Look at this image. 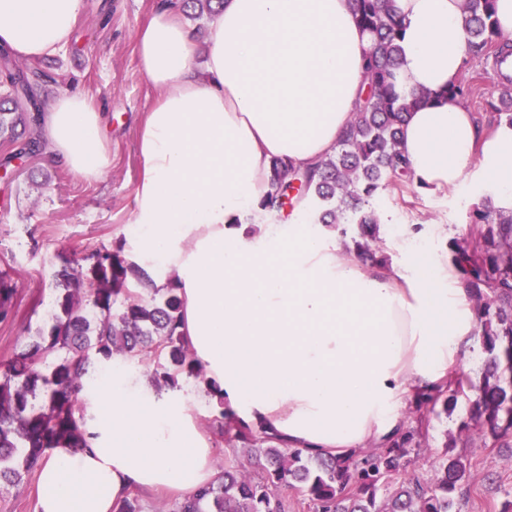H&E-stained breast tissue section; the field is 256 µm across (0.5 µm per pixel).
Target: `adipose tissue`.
<instances>
[{
  "label": "adipose tissue",
  "instance_id": "ef3b65f1",
  "mask_svg": "<svg viewBox=\"0 0 512 512\" xmlns=\"http://www.w3.org/2000/svg\"><path fill=\"white\" fill-rule=\"evenodd\" d=\"M405 92L433 101L406 116L401 151L426 190L469 178L512 210V125L481 133L442 99L467 62L463 0H396ZM83 0H0V46L26 60L61 52ZM369 36L348 0H224L202 66L178 11L136 34L161 96L140 131L143 158L128 261L155 287L176 281L181 330L206 387L157 391L141 371L100 361L85 395L90 447L52 449L36 512H113L132 489L192 493L213 483V443L190 412L207 388L252 429L308 455L384 447L409 403L454 379L476 346L477 314L456 266L433 246L362 261L321 224H243L275 158L311 167L335 153L364 83ZM105 112L61 91L42 115L48 152L91 181L109 167Z\"/></svg>",
  "mask_w": 512,
  "mask_h": 512
}]
</instances>
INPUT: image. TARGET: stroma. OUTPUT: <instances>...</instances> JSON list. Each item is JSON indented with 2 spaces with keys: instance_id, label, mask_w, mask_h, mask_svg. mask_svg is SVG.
<instances>
[{
  "instance_id": "1",
  "label": "stroma",
  "mask_w": 512,
  "mask_h": 512,
  "mask_svg": "<svg viewBox=\"0 0 512 512\" xmlns=\"http://www.w3.org/2000/svg\"><path fill=\"white\" fill-rule=\"evenodd\" d=\"M159 0H83L70 44L59 53L58 82L41 93L49 100L61 90L81 92L108 115L111 164L97 181L72 174L51 156L12 162L0 172V275L13 288L10 312L0 318V363L22 350L47 327L46 312L56 295L57 272L64 261L82 263L96 247L116 249L131 237L129 225L143 161L138 148L145 112L158 97L140 72L135 52L139 27ZM473 188L447 191L419 188L402 192L385 187L374 199L384 226L383 242L429 243L448 248L450 238L476 236L469 212ZM486 356L461 361L457 377L467 384L453 412L409 404L407 427L427 416L422 453L411 468L429 477L445 453L466 450L471 462L470 491L460 512H499L503 492L512 489V448L461 430L476 398Z\"/></svg>"
}]
</instances>
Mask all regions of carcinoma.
I'll use <instances>...</instances> for the list:
<instances>
[{"mask_svg": "<svg viewBox=\"0 0 512 512\" xmlns=\"http://www.w3.org/2000/svg\"><path fill=\"white\" fill-rule=\"evenodd\" d=\"M224 0H180L179 11L196 20L212 18ZM360 28L370 35L364 59L367 91L336 153L301 170L277 158L270 165V190L260 209L278 212L285 205H306L317 224L361 229L359 251L378 245L380 219L369 206L377 191L392 184L413 186L400 151L401 127L408 104L396 85L402 54V18L396 0H351ZM463 41L474 57L493 60L490 69L460 80L448 97L464 101L472 84L489 83L504 91L494 106L497 120L512 123V78L502 64L512 54L496 19L495 0H463ZM57 83L56 74L37 63L17 67L11 52L0 48V143L12 156L44 152L41 101L37 90ZM472 223L482 226L475 239L454 237L449 243L461 285L476 302L477 334L490 354L463 428H473L500 446H512V211L504 212L486 196L472 208ZM87 265L65 266L52 323L14 357L0 364V485H15L39 468L51 448L68 440L87 448L80 422L79 393L89 368L99 359L149 362L159 389L178 387L177 376L200 379L202 365L180 331L182 301L174 282L148 288L149 275L117 251L93 249ZM464 391L459 378L448 388L425 394V402L452 404ZM215 435L243 442L254 452L257 469H221L211 486L160 508L159 512H286L282 493L302 494L308 512H455L456 498L467 492L470 462L459 452L445 456L423 479L409 470L418 426L385 448L354 453L345 460L314 458L298 448H282L270 437L239 425L217 396Z\"/></svg>", "mask_w": 512, "mask_h": 512, "instance_id": "obj_1", "label": "carcinoma"}]
</instances>
